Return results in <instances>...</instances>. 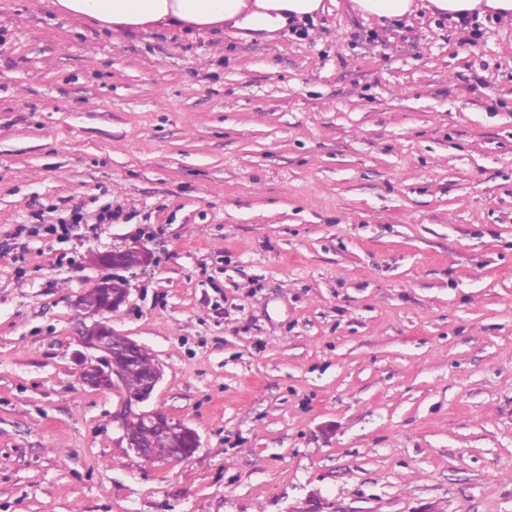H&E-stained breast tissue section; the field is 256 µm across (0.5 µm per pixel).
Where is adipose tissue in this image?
I'll use <instances>...</instances> for the list:
<instances>
[{
	"instance_id": "adipose-tissue-1",
	"label": "adipose tissue",
	"mask_w": 512,
	"mask_h": 512,
	"mask_svg": "<svg viewBox=\"0 0 512 512\" xmlns=\"http://www.w3.org/2000/svg\"><path fill=\"white\" fill-rule=\"evenodd\" d=\"M51 4L63 15L110 30L116 43L148 28L196 37L227 25L244 36L266 39L324 9L323 0H51ZM426 8L453 22L475 16L512 23V0H427Z\"/></svg>"
}]
</instances>
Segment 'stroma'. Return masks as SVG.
Masks as SVG:
<instances>
[{"label": "stroma", "instance_id": "obj_1", "mask_svg": "<svg viewBox=\"0 0 512 512\" xmlns=\"http://www.w3.org/2000/svg\"><path fill=\"white\" fill-rule=\"evenodd\" d=\"M323 5L116 45L0 0V512H512V24ZM102 278L187 459L82 383ZM135 421L138 425H146L154 429L156 436L161 441L173 440L177 435L183 432L185 425L175 420L168 414L157 409H143L134 413L133 420L127 422L125 426V438L127 447L148 461L156 459H169L173 454V448L169 445L159 442L155 439L153 432L148 429H140L138 436L140 441L149 449L153 458L139 445L135 436L130 430L131 422ZM189 437L182 433L177 447L190 448Z\"/></svg>", "mask_w": 512, "mask_h": 512}]
</instances>
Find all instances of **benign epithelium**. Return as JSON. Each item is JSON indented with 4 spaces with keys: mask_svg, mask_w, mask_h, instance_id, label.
Instances as JSON below:
<instances>
[{
    "mask_svg": "<svg viewBox=\"0 0 512 512\" xmlns=\"http://www.w3.org/2000/svg\"><path fill=\"white\" fill-rule=\"evenodd\" d=\"M112 282L105 279L95 284V288L85 292L73 301V307L78 318L90 324L83 325L78 343L81 350L75 353L79 361L86 359V352L100 353L96 363L84 367L82 372L83 383L94 389H112L123 387V365L118 361V350H130L139 347V344L128 336L121 337L120 344L114 343L115 334L112 329L98 317L105 312H115L126 302L128 289L119 288L112 294V304L103 306L98 301V289L109 288ZM162 378V371L156 370L146 382L145 386L135 394H125L127 407L143 405L151 398L153 391ZM133 421L139 425H146L154 429L156 436L162 441L174 439L183 432L184 424L157 409H143L133 415Z\"/></svg>",
    "mask_w": 512,
    "mask_h": 512,
    "instance_id": "obj_1",
    "label": "benign epithelium"
}]
</instances>
